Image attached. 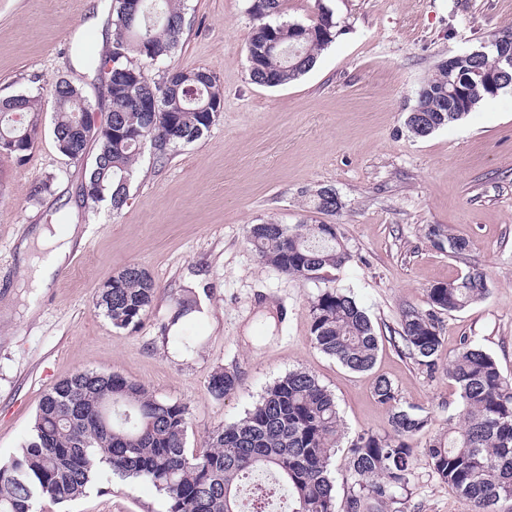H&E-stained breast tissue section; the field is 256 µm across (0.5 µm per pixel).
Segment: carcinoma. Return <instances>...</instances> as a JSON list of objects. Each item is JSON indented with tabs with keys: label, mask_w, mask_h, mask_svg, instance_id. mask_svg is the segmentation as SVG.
I'll return each instance as SVG.
<instances>
[{
	"label": "carcinoma",
	"mask_w": 512,
	"mask_h": 512,
	"mask_svg": "<svg viewBox=\"0 0 512 512\" xmlns=\"http://www.w3.org/2000/svg\"><path fill=\"white\" fill-rule=\"evenodd\" d=\"M281 0H253L258 20L247 42L251 80L277 87L296 80L336 39L330 11L309 25L277 23ZM112 49L84 64L102 72L112 60V136L90 139L80 121L91 113L82 88L55 90L53 137L59 152L78 161L89 145L97 147L86 182L94 193L83 201L108 200L119 210L127 200L128 181L139 151L150 144L159 158L191 144L214 124L224 98L206 69L176 71L155 81L144 66L167 59L185 27L181 0H141L128 16L124 0H112ZM493 50L482 59L460 54L453 68L445 61L419 89L416 106L430 118L418 136L460 120L486 97L512 87L506 79L492 91L485 78L496 69ZM37 100L18 94L0 99V153L14 154L4 137H21L32 147L41 128ZM247 244L263 261L301 281H325L328 272L352 254L333 224H253ZM157 284L138 264L112 276V287L99 289L96 306L117 329L137 327L149 313ZM487 273L473 268L429 290V309L409 312L399 336L426 371L440 361L439 315L458 312L485 298ZM311 339L324 354L351 371L375 363L379 349L371 319L349 295L325 288L312 303ZM448 379L459 391L448 430L433 438L425 453L434 472L458 494L464 512H499L512 503V378L481 348L463 342L448 364ZM235 374L219 371L208 387L216 395L233 391ZM375 400L390 411L391 431L363 432L351 441L347 472L356 490L343 512L386 508L412 475L415 448L409 439L428 419L399 405L389 380L373 388ZM188 411L158 399L145 385L118 374L80 370L57 383L42 398L29 438L8 461L0 462V512H34L42 497L61 504L86 495L101 478H137L151 482L165 497L167 512H242L240 487L255 471L274 473L292 492L291 512H337L330 460L343 430L335 397L305 370H294L269 386L244 417L219 426L207 436L208 450L186 452Z\"/></svg>",
	"instance_id": "carcinoma-1"
}]
</instances>
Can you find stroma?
Returning a JSON list of instances; mask_svg holds the SVG:
<instances>
[{"label":"stroma","mask_w":512,"mask_h":512,"mask_svg":"<svg viewBox=\"0 0 512 512\" xmlns=\"http://www.w3.org/2000/svg\"><path fill=\"white\" fill-rule=\"evenodd\" d=\"M252 0H184L182 42L162 72L205 68L224 94L202 138L157 159L143 148L127 202L85 207L89 161L61 155L52 135L54 88L65 78L95 109L107 97L94 71L76 67L75 37L92 0H0V96L27 94L42 132L25 162L0 154V460L27 439L43 396L78 370L114 373L187 407V448L204 450L289 371L312 373L336 397L345 438L384 432L389 412L373 396L388 379L402 407L427 416L415 436L413 473L398 512H463L424 449L446 428L458 394L445 368L462 341L490 354L512 378V90L460 121L420 137L406 125L437 64L512 31V0H282L281 23L310 24L332 12L336 39L313 69L277 87L255 84L246 42ZM333 187L343 208L314 209L312 190ZM335 224L352 258L329 282H301L263 263L246 242L253 224ZM77 224L54 278L32 288L19 276L20 246L40 226ZM470 250L448 253L446 233ZM137 263L158 289L136 329H117L96 307L98 289ZM483 268L489 293L441 314L442 368L427 373L397 331L405 312L425 311L430 288ZM353 297L379 337L373 367L353 372L311 340V303L324 287ZM203 310L167 324L177 299ZM236 373L215 397L216 371ZM37 512H166L149 482L113 477L68 504L41 499Z\"/></svg>","instance_id":"stroma-1"}]
</instances>
